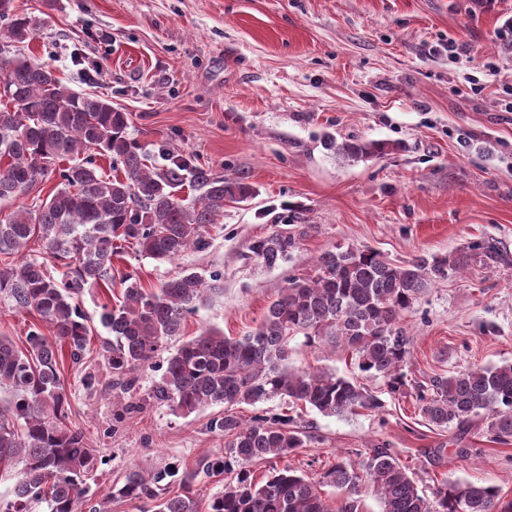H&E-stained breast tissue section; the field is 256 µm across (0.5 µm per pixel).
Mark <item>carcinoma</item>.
<instances>
[{
	"mask_svg": "<svg viewBox=\"0 0 512 512\" xmlns=\"http://www.w3.org/2000/svg\"><path fill=\"white\" fill-rule=\"evenodd\" d=\"M45 23L20 14L14 0H0V202L29 193L50 176L57 186L44 198L17 206L0 218V255H18L0 267V293L20 310L36 312L52 331L28 332L25 349L0 336V387L10 391L0 408V470L19 466L11 496L0 512H30L44 503L49 512H91L86 479L105 459L86 446L84 432L68 422V399L60 377L64 354L78 364L90 328L75 303L85 290L112 286V257L122 246L160 263L189 249L205 248L207 227L224 216L226 201L256 194L249 184L213 172L191 158L176 157L161 168L129 137L128 116L97 95L79 94L53 69L22 52ZM336 155L359 160L384 153L378 142H343ZM109 161L108 174L99 159ZM68 165H62V162ZM193 191L184 199V187ZM67 271L55 278L45 261L24 254L32 237ZM291 238L274 231L254 241L252 252L267 267L288 255ZM475 254L461 250L448 257L422 255L403 265L372 249L327 250L316 274L288 281L250 333L230 337L209 329L168 356L151 397L180 415L225 405L209 428L224 436V456L206 459L182 479L183 492H164L171 467L146 473L129 468L107 499L137 501L141 512H363L362 487L381 504V512H512L493 485L445 482L433 497L421 494L412 477L387 448H371L356 466L338 458L319 478L284 466L255 482L245 462L285 458L312 442L313 435L290 426L291 418L272 421L239 418L232 406L275 397L291 407H309L325 416L346 417L382 407L381 399L360 384L325 371L288 368L290 342L301 333L308 342L338 343L350 351L359 369L403 385L402 367L409 339L400 328L403 314L438 281L462 272ZM224 293V279L183 272L154 291L133 281L123 301L102 307L100 322L112 339L103 357L116 393L133 395L136 374L153 365L168 340L181 335L187 316ZM423 417L440 429L459 430L483 416L487 432L499 442L512 439V363L467 368L439 377L432 391L419 394ZM226 473L224 489L201 502L191 485L204 474ZM343 489L337 508L322 487Z\"/></svg>",
	"mask_w": 512,
	"mask_h": 512,
	"instance_id": "carcinoma-1",
	"label": "carcinoma"
}]
</instances>
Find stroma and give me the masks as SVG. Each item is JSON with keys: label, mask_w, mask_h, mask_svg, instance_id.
<instances>
[{"label": "stroma", "mask_w": 512, "mask_h": 512, "mask_svg": "<svg viewBox=\"0 0 512 512\" xmlns=\"http://www.w3.org/2000/svg\"><path fill=\"white\" fill-rule=\"evenodd\" d=\"M18 12L50 13L25 48L76 92L109 100L128 133L155 158L184 155L252 185L229 202L204 249L158 263L124 247L115 280L78 303L91 331L81 365L63 362L69 420L83 428L105 465L89 476L95 498L128 467L176 466L180 476L223 455L210 420L215 405L181 416L149 402L123 412L111 392L87 391L85 373L108 380L99 322L121 299L122 277L159 287L179 272L221 273L224 293L188 317L181 340L216 328L248 334L289 278L311 276L337 246L372 248L394 262L444 256L487 242L502 254L472 261L438 281L405 314L410 336L404 383L359 371L348 351L291 341L290 366L328 370L377 391L380 409L348 417L303 412L314 435L286 459L247 464L255 480L288 464L308 475L336 457L361 461L384 446L418 488L442 482L497 486L512 498V443L493 442L484 420L465 435L429 426L417 395L433 379L476 366L512 363V0H14ZM458 46L448 56L447 42ZM337 142L384 141L393 151L343 161ZM282 231L294 242L275 267L251 246ZM476 454L461 458L457 449Z\"/></svg>", "instance_id": "stroma-1"}]
</instances>
